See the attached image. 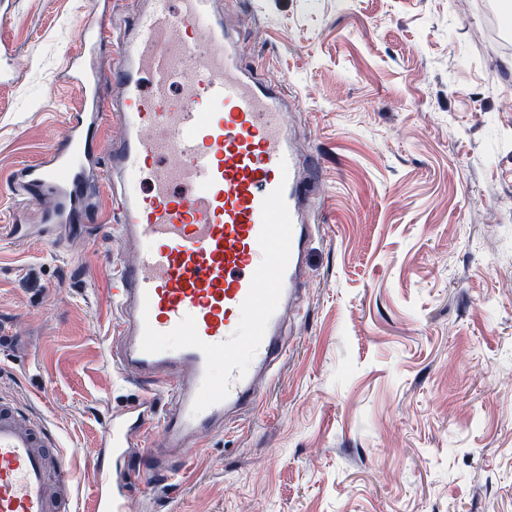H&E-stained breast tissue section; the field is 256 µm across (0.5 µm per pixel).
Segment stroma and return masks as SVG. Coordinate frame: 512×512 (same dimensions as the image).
Masks as SVG:
<instances>
[{
  "instance_id": "obj_1",
  "label": "stroma",
  "mask_w": 512,
  "mask_h": 512,
  "mask_svg": "<svg viewBox=\"0 0 512 512\" xmlns=\"http://www.w3.org/2000/svg\"><path fill=\"white\" fill-rule=\"evenodd\" d=\"M144 0H0V401L112 472L102 427L153 401L105 350L127 252L10 229L14 172L66 134L83 28ZM512 0H220L244 62L294 97L321 226L287 357L255 409L128 512H512Z\"/></svg>"
}]
</instances>
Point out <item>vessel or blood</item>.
Returning a JSON list of instances; mask_svg holds the SVG:
<instances>
[{
	"mask_svg": "<svg viewBox=\"0 0 512 512\" xmlns=\"http://www.w3.org/2000/svg\"><path fill=\"white\" fill-rule=\"evenodd\" d=\"M93 38L118 59L120 96L106 97L74 54L73 78L90 102L71 113L67 138L47 159L13 182L18 207L53 196L47 228L84 226L95 139L105 121L122 129L96 179L108 192L103 220L133 253L106 281L119 316L109 355L125 381L169 404L154 418L134 407L102 431L117 466L87 512H126L135 485H171L223 432L228 411L253 409L285 357L282 329L299 307L319 230L310 202L320 163L293 142L287 86L252 75L216 0H148L131 26L114 30L105 17ZM149 421L167 454L140 471L126 464L128 435ZM78 463L53 452L29 416L0 404V512H78ZM50 483L57 495L46 493Z\"/></svg>",
	"mask_w": 512,
	"mask_h": 512,
	"instance_id": "1",
	"label": "vessel or blood"
}]
</instances>
